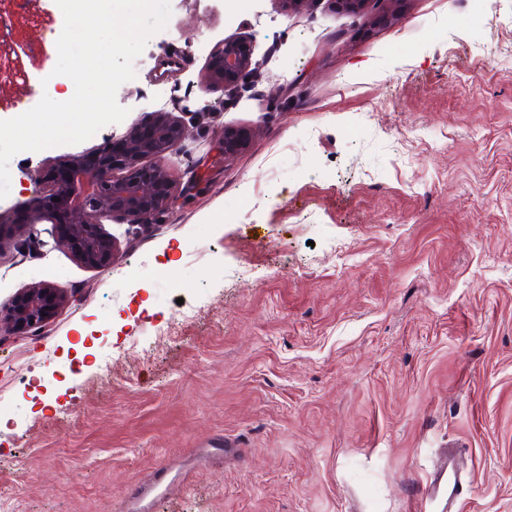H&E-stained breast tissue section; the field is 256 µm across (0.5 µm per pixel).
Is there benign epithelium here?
<instances>
[{"label":"benign epithelium","instance_id":"benign-epithelium-1","mask_svg":"<svg viewBox=\"0 0 512 512\" xmlns=\"http://www.w3.org/2000/svg\"><path fill=\"white\" fill-rule=\"evenodd\" d=\"M251 39L227 40L211 55L199 83L206 89L237 87L259 65ZM186 136L183 125L164 110L133 125L118 141H107L93 154L36 176L39 196L20 217L0 211V224L19 232L34 224L54 225L56 246L67 249L82 264L108 268L117 260L116 237L102 231L103 221L116 216L142 221L176 207L181 190L160 164ZM247 137L224 129V158L244 150ZM68 302V296L45 283L0 303V324L16 334L43 327Z\"/></svg>","mask_w":512,"mask_h":512}]
</instances>
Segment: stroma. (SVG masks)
Returning a JSON list of instances; mask_svg holds the SVG:
<instances>
[{"label":"stroma","mask_w":512,"mask_h":512,"mask_svg":"<svg viewBox=\"0 0 512 512\" xmlns=\"http://www.w3.org/2000/svg\"><path fill=\"white\" fill-rule=\"evenodd\" d=\"M170 8L117 90L122 122L9 162L15 212L37 172L153 111L188 130L163 161L176 208L105 222L111 267L47 223L0 231V301L38 282L74 297L32 334L0 328V498L128 512L163 466L146 512H440L430 481L459 448L455 512H512V72L495 65L512 0H405L386 25L333 0ZM63 25L56 0H0V120L51 76ZM238 38L258 69L202 91ZM228 127L249 141L223 159Z\"/></svg>","instance_id":"35a3bbf8"}]
</instances>
